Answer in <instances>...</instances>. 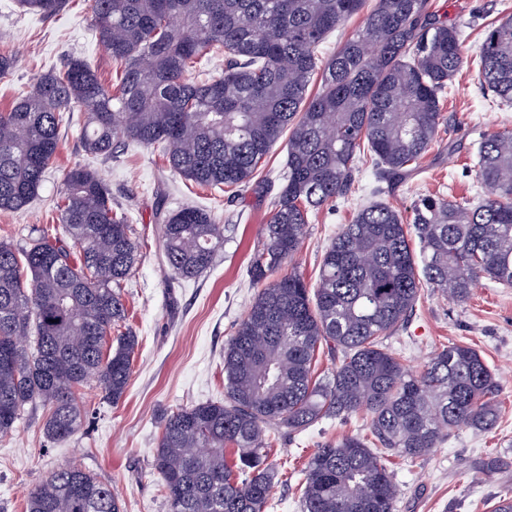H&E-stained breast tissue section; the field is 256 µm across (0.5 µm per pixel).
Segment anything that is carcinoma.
I'll use <instances>...</instances> for the list:
<instances>
[{
  "instance_id": "1",
  "label": "carcinoma",
  "mask_w": 512,
  "mask_h": 512,
  "mask_svg": "<svg viewBox=\"0 0 512 512\" xmlns=\"http://www.w3.org/2000/svg\"><path fill=\"white\" fill-rule=\"evenodd\" d=\"M52 15L64 0H17ZM365 0H91V20L119 83L105 87L79 58L37 77L0 113V211L38 194L61 128L84 112L79 139L110 157L120 139L160 150L199 186L249 183L283 134L287 159L250 276L264 284L224 346V401L180 406L160 422L153 467L168 512H265L278 472L276 434L364 412L373 440L346 436L308 460L303 512H395L401 494L384 453L431 454L455 430L497 422L498 382L473 348L443 347L419 374L385 347L413 311L421 282L462 301L487 278L512 286V131L484 138L477 204L444 194L412 205L411 248L402 212L385 201L361 209L322 254L317 288L299 274L269 280L298 252L309 215L347 194L369 155L384 194L406 180L436 141L441 100L464 64L462 30L432 0H375L335 54L326 36ZM224 54V73L195 80ZM479 77L497 106L512 105V16L490 26ZM320 75L318 91L309 85ZM55 234L34 229L24 249L0 242V438L29 403L48 407L46 434L81 426L74 390L88 383L117 402L138 338L125 327L121 287L140 255L128 214L102 175L71 168L56 202ZM224 246V225L187 205L160 227L171 275L198 278ZM324 343L340 353L314 377ZM26 512H124L112 486L65 464L31 489Z\"/></svg>"
}]
</instances>
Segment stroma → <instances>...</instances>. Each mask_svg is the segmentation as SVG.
<instances>
[{
	"label": "stroma",
	"mask_w": 512,
	"mask_h": 512,
	"mask_svg": "<svg viewBox=\"0 0 512 512\" xmlns=\"http://www.w3.org/2000/svg\"><path fill=\"white\" fill-rule=\"evenodd\" d=\"M439 14L463 29L467 63L442 102L439 137L407 181L387 198L410 213L421 194H446L473 202L487 191L476 177L484 135L512 130V106L488 107L473 62L484 24L512 16V0H433ZM0 52L17 66L0 76V112L10 109L33 80L59 70L67 59L84 60L105 85L115 82L111 55L91 25L87 0H67L58 13L22 11L17 0H0ZM83 113L60 133L56 163L37 197L24 209L0 212V241L22 249L32 230L52 223L67 171L97 169L113 203L128 212L141 260L124 284L128 325L138 338L133 373L123 398L104 399L90 386L77 394L85 410L81 428L57 440L44 431L47 409L27 405L13 434L0 441V512H25L26 494L57 466L74 463L122 492L125 512H168L152 473V460L167 411L224 398V344L259 291L249 258L263 242L286 161L283 144L270 151L265 168L247 185L202 188L171 171L159 152L121 143L112 157L87 154L80 143ZM371 164L359 165L350 191L313 215L290 267L316 287L324 247L371 200ZM211 210L224 224V247L210 271L191 281L175 279L157 258L162 213L185 205ZM411 371L451 344L476 349L499 373L498 419L486 432L457 430L436 451L416 462L396 461L401 488L395 512H492L497 496L512 494V287L478 282L470 297L455 301L424 287L412 315L385 341ZM367 419L326 420L292 436L280 435L270 459L279 476L266 512H301L298 484L309 457L326 443L366 432Z\"/></svg>",
	"instance_id": "stroma-1"
}]
</instances>
